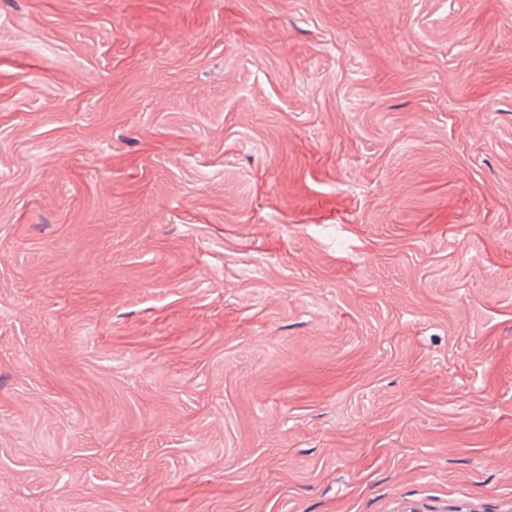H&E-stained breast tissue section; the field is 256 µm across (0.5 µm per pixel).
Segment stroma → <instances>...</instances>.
<instances>
[{"mask_svg": "<svg viewBox=\"0 0 512 512\" xmlns=\"http://www.w3.org/2000/svg\"><path fill=\"white\" fill-rule=\"evenodd\" d=\"M0 512H512V0H0Z\"/></svg>", "mask_w": 512, "mask_h": 512, "instance_id": "1", "label": "stroma"}]
</instances>
